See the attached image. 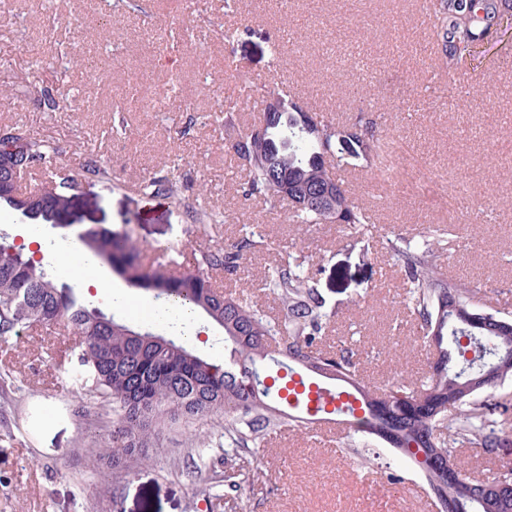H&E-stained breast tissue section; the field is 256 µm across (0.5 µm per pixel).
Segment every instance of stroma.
I'll return each instance as SVG.
<instances>
[{
  "instance_id": "stroma-1",
  "label": "stroma",
  "mask_w": 512,
  "mask_h": 512,
  "mask_svg": "<svg viewBox=\"0 0 512 512\" xmlns=\"http://www.w3.org/2000/svg\"><path fill=\"white\" fill-rule=\"evenodd\" d=\"M426 0H0V84L14 105H0V130L17 128L48 140L57 161L79 181L70 220L128 233L143 256L164 249L183 256L237 241L242 225L265 237L235 284L254 292L268 315L280 314L260 291L266 269L285 247L304 242L326 300L328 345L357 354L374 381L399 373L423 376L430 351L412 328L404 271L386 249L388 237L418 236L454 226L457 249L443 254L449 275L466 277L484 304L512 318V31L475 50L447 74L421 22ZM108 40H100L101 29ZM112 60L90 75L61 68V56L87 53ZM371 77L359 80L355 58ZM153 89L175 83L162 111L130 102L132 78ZM398 85L391 99L384 84ZM65 85L79 111L49 110L46 95ZM288 94L304 108L339 121L363 100L384 111L382 134L404 146L422 177L379 182L351 168L340 177L374 218L369 237L339 224H292L287 209L267 213L262 201H241L227 179L231 141L213 116L234 98L236 128L262 117L258 90ZM473 100L452 112L460 91ZM96 159L107 182L88 179ZM179 173L187 198L205 194L228 221L195 224L182 205L156 195L152 180ZM74 336L20 329L0 336V512H437L411 463L381 453L366 464L346 436L323 435L299 422L245 454L244 470L263 478L230 489L211 483L215 455L203 440L224 433L223 416L164 429L147 460L102 476L93 457L114 421L112 406L69 383L80 373Z\"/></svg>"
}]
</instances>
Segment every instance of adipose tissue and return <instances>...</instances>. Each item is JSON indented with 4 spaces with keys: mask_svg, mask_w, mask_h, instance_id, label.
I'll use <instances>...</instances> for the list:
<instances>
[{
    "mask_svg": "<svg viewBox=\"0 0 512 512\" xmlns=\"http://www.w3.org/2000/svg\"><path fill=\"white\" fill-rule=\"evenodd\" d=\"M21 238L27 255L37 259L49 256L61 266L78 269L81 281L90 297L102 299L120 307L128 305V297L114 286L97 259L83 248L75 236H68L64 242L53 246L38 225L30 224L23 229Z\"/></svg>",
    "mask_w": 512,
    "mask_h": 512,
    "instance_id": "adipose-tissue-1",
    "label": "adipose tissue"
}]
</instances>
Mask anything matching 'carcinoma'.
Wrapping results in <instances>:
<instances>
[{
	"label": "carcinoma",
	"mask_w": 512,
	"mask_h": 512,
	"mask_svg": "<svg viewBox=\"0 0 512 512\" xmlns=\"http://www.w3.org/2000/svg\"><path fill=\"white\" fill-rule=\"evenodd\" d=\"M437 60L448 72L471 55L474 48L505 36L512 19V0H430ZM373 108L335 123L306 109L264 113V133L239 132L232 150L245 172L237 192L246 201L264 199L268 212L285 200L279 182L309 192L302 207H291L295 224L371 223L355 205L335 171L342 167L378 168L381 135ZM16 165L29 158L41 163L40 185L19 192L18 182L4 168L8 154L0 147V206L34 222L50 224L71 213L78 180L59 165H46L53 148L27 136L13 142ZM336 185L329 199L325 186ZM154 193L178 198L177 179L153 181ZM192 221L204 224L213 217L206 199L197 196L185 204ZM89 252L130 285L154 298L189 306L224 332V367L197 354L178 336H137L127 324L88 307L76 289L48 276L41 265L21 250L0 243V336L16 328L46 335L72 334L80 338L79 361L85 384L103 400H112L117 422L100 437L101 457L112 473L149 458L162 429L163 417L195 420L224 415V476L237 486L234 460L268 443L293 421L277 403L306 408L311 402L310 381L317 369L334 371L333 381L360 402L362 416L352 419L351 436L379 439L416 461L432 488L436 507L454 505V512H506L493 487L498 474L483 483L470 479L448 446V436L476 444L487 453L512 455V433L498 426L495 411L506 414L512 404L497 397L496 385L482 384L478 362L512 351V320L483 308L478 292L461 277H450L439 262L452 233L429 229L412 242L387 239L392 258L406 274L407 306L415 315L424 342L434 351L428 374L389 382L384 389L364 383L350 348L323 346L326 302L314 277L304 270L312 259L284 252L264 277V290L275 296L282 317L269 320L258 303L237 292H224L210 281L222 272L229 281L245 274L244 255L262 247V241L244 238L223 252L203 251L175 275L143 260L130 237L104 227L78 234ZM299 375V392L290 386Z\"/></svg>",
	"instance_id": "1"
}]
</instances>
